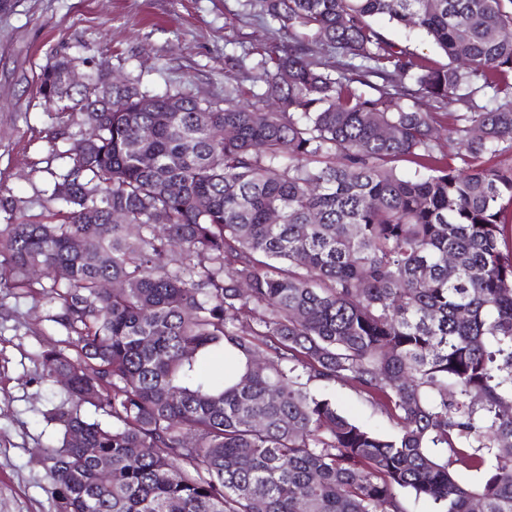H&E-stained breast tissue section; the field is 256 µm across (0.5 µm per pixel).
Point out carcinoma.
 <instances>
[{"label": "carcinoma", "instance_id": "cac0c4a2", "mask_svg": "<svg viewBox=\"0 0 512 512\" xmlns=\"http://www.w3.org/2000/svg\"><path fill=\"white\" fill-rule=\"evenodd\" d=\"M263 3L304 30L257 63L271 111L117 86L104 60L80 86L76 57L41 71L44 104L97 129L79 155L53 133L56 222L0 224V266L49 290L66 333L42 354L68 382L53 512H407L404 491L512 512V162H491L512 154V0ZM217 352L245 359L231 384L199 372ZM338 382L397 432L309 388ZM374 26L386 39L405 46L410 51L432 58L442 64L447 62V58L434 47L423 33L417 30L404 29L388 19H377ZM332 393L338 410L346 417L379 432L395 429L394 422L380 406L369 401L347 383H336Z\"/></svg>", "mask_w": 512, "mask_h": 512}]
</instances>
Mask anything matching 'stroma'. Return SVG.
<instances>
[{
    "label": "stroma",
    "mask_w": 512,
    "mask_h": 512,
    "mask_svg": "<svg viewBox=\"0 0 512 512\" xmlns=\"http://www.w3.org/2000/svg\"><path fill=\"white\" fill-rule=\"evenodd\" d=\"M288 35L262 11V0H13L0 9V196L22 199L10 221L48 224L44 201L57 125L37 92L53 53L103 56L115 74L154 92L183 89L220 101L238 89L254 102L268 86L257 66ZM55 305L26 288H0V512H51L43 450L60 436L48 413L67 397L42 376L41 355L65 334ZM339 411L379 432L395 424L349 384L332 390Z\"/></svg>",
    "instance_id": "stroma-1"
}]
</instances>
